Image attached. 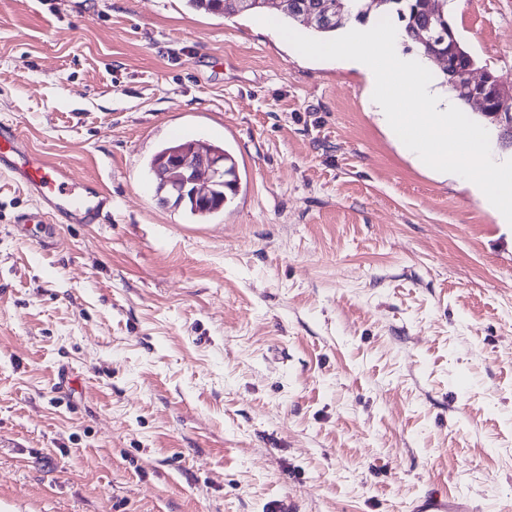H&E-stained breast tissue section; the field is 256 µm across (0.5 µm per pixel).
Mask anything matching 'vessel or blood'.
<instances>
[{
  "label": "vessel or blood",
  "mask_w": 512,
  "mask_h": 512,
  "mask_svg": "<svg viewBox=\"0 0 512 512\" xmlns=\"http://www.w3.org/2000/svg\"><path fill=\"white\" fill-rule=\"evenodd\" d=\"M11 175L15 185L39 202L36 212L23 215L24 223H49L53 215L71 224L95 223L111 210L112 193L99 180L76 179L69 167L32 150L16 125L0 123V172ZM466 498L440 494L426 496L414 512H469Z\"/></svg>",
  "instance_id": "vessel-or-blood-1"
}]
</instances>
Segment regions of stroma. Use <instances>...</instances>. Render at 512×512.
Masks as SVG:
<instances>
[{
  "instance_id": "35a3bbf8",
  "label": "stroma",
  "mask_w": 512,
  "mask_h": 512,
  "mask_svg": "<svg viewBox=\"0 0 512 512\" xmlns=\"http://www.w3.org/2000/svg\"><path fill=\"white\" fill-rule=\"evenodd\" d=\"M264 16L0 0V120L112 192L19 224L0 172V512H512V226ZM448 16L512 78V0ZM185 126L237 162L206 220L151 182ZM414 512H468L470 506L466 498L429 494L422 503L413 507Z\"/></svg>"
}]
</instances>
